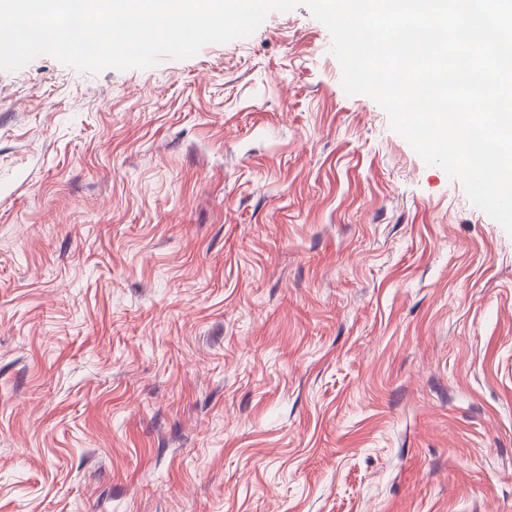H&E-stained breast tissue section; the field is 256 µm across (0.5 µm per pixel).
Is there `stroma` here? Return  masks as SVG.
<instances>
[{"mask_svg":"<svg viewBox=\"0 0 512 512\" xmlns=\"http://www.w3.org/2000/svg\"><path fill=\"white\" fill-rule=\"evenodd\" d=\"M330 47L0 71V512H512V235Z\"/></svg>","mask_w":512,"mask_h":512,"instance_id":"obj_1","label":"stroma"}]
</instances>
